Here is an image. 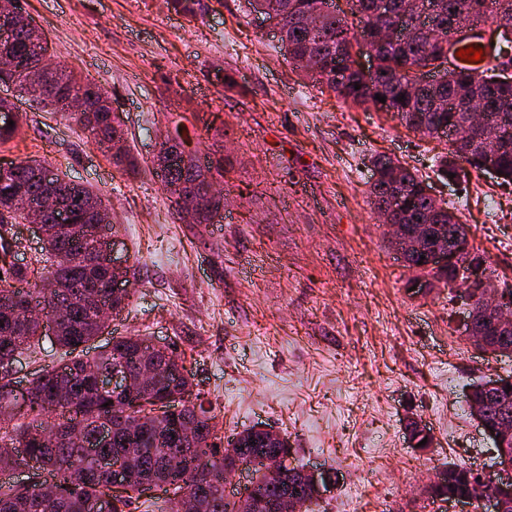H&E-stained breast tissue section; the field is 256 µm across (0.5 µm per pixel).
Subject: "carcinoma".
I'll return each mask as SVG.
<instances>
[{"mask_svg":"<svg viewBox=\"0 0 512 512\" xmlns=\"http://www.w3.org/2000/svg\"><path fill=\"white\" fill-rule=\"evenodd\" d=\"M378 0H347L348 10L321 8L323 0H248L253 10L280 27V49L288 61L313 81L326 85L337 97L355 106L373 105L393 113L405 128L427 138H448V155L440 159L443 172L454 168L462 158L475 168L480 163L469 149L470 135L465 129L452 128L467 120L470 112L482 110L495 128L512 131V74L466 66L455 60L448 70V50L441 34L448 30L463 9L484 24L512 26V0H502L497 12H486L484 0H428L429 20L424 22L417 3L410 0H387L383 8L373 7ZM400 15L415 30L408 40L377 47L379 73L366 79L355 66L354 42L368 40L369 31L390 26ZM38 36L29 29L17 30L12 43L0 47V53L26 57L37 47ZM60 99L85 97V110L71 113L94 137L99 148L110 153L113 163L131 166L126 146L113 150L114 140H124V130L114 116L109 92L103 85L84 80L73 72L57 68L54 72ZM360 85L355 89L354 85ZM385 102L375 99V95ZM161 182L169 198H177L178 214H187L193 224H208L212 213L197 189L198 180L214 181L224 173V163H203L194 155L176 153V146L161 143L157 154ZM49 164L40 159L21 161L9 170H0V442L9 440L24 449L21 455L0 446V470L18 465L31 466L57 477L60 492L47 493L35 486L18 487L0 484V512H113L111 498L112 471L101 466L100 459L122 461L127 475V495L123 506L139 498L148 489H160L172 495L188 497L196 512H235L234 503L224 494L225 452L221 449L218 430L207 416L204 404L189 400L192 383L184 360L165 345H143L138 336L112 339L110 346L90 356L74 355L102 332L97 319L101 307L115 314L124 310L128 289L113 292V272L89 259L95 242L93 227L87 223L93 208H106L92 189L63 177L56 181L55 195L71 207L73 214L86 225L77 235L69 224L49 214L45 218L46 238L42 242L39 262L49 265L42 287L32 288L35 270L6 260L10 243L4 233L19 223L15 200L20 195H40L44 186L38 178ZM398 182L385 178L373 181L369 196L373 209L387 204V197L399 194L405 205L393 212L392 224H444L448 236H468L465 225L446 203H435L422 194L424 181L418 173L402 167ZM50 293L63 309L56 321V341L72 354L68 362L41 370L30 381L31 398L26 408L13 412V378L10 370L17 354L39 344L42 325L27 314V304L43 293ZM122 360L128 371L159 365L151 378L156 401L148 410L123 415V392H102L97 377L112 372L115 361ZM484 381L471 385L477 399L491 417L512 422V399L500 400L483 390ZM179 421L193 424L190 434L173 439L163 423ZM107 429L109 442L98 454L87 453V444ZM277 466V450L255 468L256 480L265 483L267 495L277 494V481L268 471ZM207 469L211 481H197V471ZM448 485L427 490L438 498L443 494L465 490L476 500L483 496L484 483L474 479L459 480L462 466L443 465Z\"/></svg>","mask_w":512,"mask_h":512,"instance_id":"1","label":"carcinoma"}]
</instances>
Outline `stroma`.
<instances>
[{
  "label": "stroma",
  "instance_id": "obj_1",
  "mask_svg": "<svg viewBox=\"0 0 512 512\" xmlns=\"http://www.w3.org/2000/svg\"><path fill=\"white\" fill-rule=\"evenodd\" d=\"M49 38L52 61L103 84L123 121L136 172L118 171L69 114L14 85L19 131L0 164L47 159L96 191L112 213L116 255L136 270L130 298L96 345L141 336L172 345L219 433L267 426L293 464L335 471L309 512H438L425 492L445 462L487 474L495 453L473 420V382L512 376V356L479 351L467 300L411 294L368 202L372 160L417 171L457 208L469 241L512 288V182L458 161L374 107L344 103L303 79L246 0H19ZM186 125L224 161L226 205L184 223L152 170L164 134ZM63 352L44 332L12 377L27 383ZM422 421L434 445L409 448ZM416 470H408L407 462Z\"/></svg>",
  "mask_w": 512,
  "mask_h": 512
}]
</instances>
